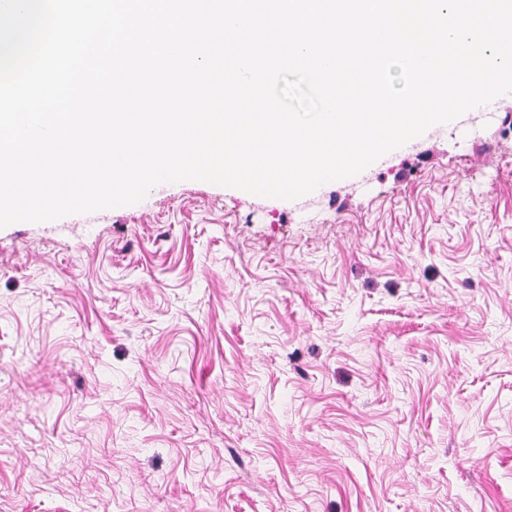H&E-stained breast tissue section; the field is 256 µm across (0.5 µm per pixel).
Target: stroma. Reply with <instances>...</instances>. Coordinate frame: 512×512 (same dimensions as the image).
Here are the masks:
<instances>
[{"label":"stroma","mask_w":512,"mask_h":512,"mask_svg":"<svg viewBox=\"0 0 512 512\" xmlns=\"http://www.w3.org/2000/svg\"><path fill=\"white\" fill-rule=\"evenodd\" d=\"M0 512H512V103L1 228Z\"/></svg>","instance_id":"35a3bbf8"}]
</instances>
